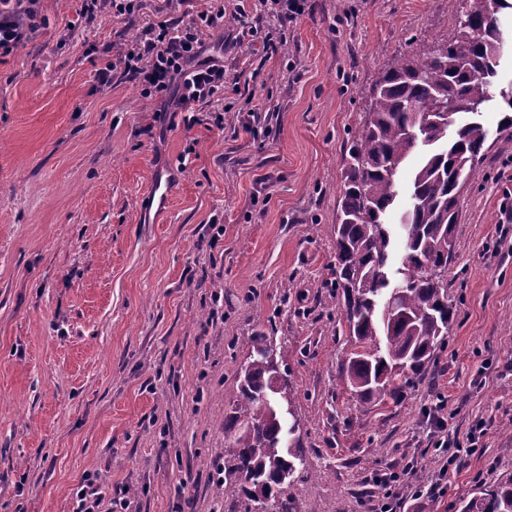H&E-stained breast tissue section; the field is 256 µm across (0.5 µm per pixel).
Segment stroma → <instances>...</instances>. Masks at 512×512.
<instances>
[{
    "label": "stroma",
    "instance_id": "35a3bbf8",
    "mask_svg": "<svg viewBox=\"0 0 512 512\" xmlns=\"http://www.w3.org/2000/svg\"><path fill=\"white\" fill-rule=\"evenodd\" d=\"M224 123L144 97L97 71L152 23L205 0H142L127 19H78L40 0L34 38L0 54V512H73L89 472L132 512H244L224 418L248 354L273 330L290 371L304 465L292 512H372L376 475L484 430L445 495L459 512L512 476V134L496 108L459 199L448 295L455 312L429 373L397 402L362 404L338 379L347 344L333 226L343 155L381 73L443 38L450 0H307L277 21L223 0ZM279 40L266 51V35ZM170 181L166 204L149 198Z\"/></svg>",
    "mask_w": 512,
    "mask_h": 512
}]
</instances>
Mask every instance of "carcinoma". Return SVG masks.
Masks as SVG:
<instances>
[{
  "label": "carcinoma",
  "instance_id": "cac0c4a2",
  "mask_svg": "<svg viewBox=\"0 0 512 512\" xmlns=\"http://www.w3.org/2000/svg\"><path fill=\"white\" fill-rule=\"evenodd\" d=\"M486 11H470L447 37L400 59L374 84L363 124L347 142L346 176L334 233L336 297L352 350L341 381L364 403L400 400L419 382L442 348L454 314L448 296L460 193L459 170L484 158V125L466 121L448 137V113H482L495 100L503 42L499 24L488 21L507 0ZM500 131L512 130V95L501 96ZM410 204L400 225L403 257L392 261L394 226L386 215L396 204L403 164L413 154ZM275 337L257 332L244 338L249 355L238 372L237 395L224 417L234 464L228 476L241 482L250 502L288 512L283 499L303 464L296 437L288 371L281 370ZM460 512H512V477L479 487Z\"/></svg>",
  "mask_w": 512,
  "mask_h": 512
}]
</instances>
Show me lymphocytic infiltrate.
I'll return each mask as SVG.
<instances>
[{"mask_svg": "<svg viewBox=\"0 0 512 512\" xmlns=\"http://www.w3.org/2000/svg\"><path fill=\"white\" fill-rule=\"evenodd\" d=\"M43 19L39 0H0V52L7 53L29 40ZM224 29V6L215 0L184 25L161 21L124 44L117 56L126 74L146 96L169 98L178 108L207 103L224 91V65L205 53L212 32ZM74 512H112L131 505L128 491L119 487L107 497L98 473L84 475L75 492Z\"/></svg>", "mask_w": 512, "mask_h": 512, "instance_id": "lymphocytic-infiltrate-1", "label": "lymphocytic infiltrate"}]
</instances>
